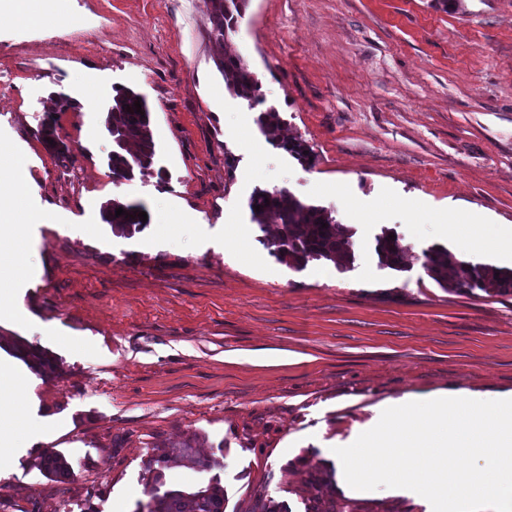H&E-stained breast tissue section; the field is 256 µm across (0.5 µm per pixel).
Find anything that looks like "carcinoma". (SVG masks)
I'll return each mask as SVG.
<instances>
[{
    "label": "carcinoma",
    "instance_id": "1",
    "mask_svg": "<svg viewBox=\"0 0 512 512\" xmlns=\"http://www.w3.org/2000/svg\"><path fill=\"white\" fill-rule=\"evenodd\" d=\"M248 0H209L208 20L211 28L208 38L216 43L236 31L238 19L244 16ZM216 69L224 78V87L234 97L247 103L251 109L259 108V129L275 146L283 149L304 164H312L313 151L299 136L281 137L282 120L278 110L264 105L260 84L243 58L237 54H220L214 57ZM140 102L141 112H136L135 102ZM150 109L146 99L138 92L126 88L116 91L112 104L104 117V126L112 136L114 147L109 156L113 178L130 181L135 175L146 176L154 164L155 143L150 127ZM38 137L46 148L61 161L72 160L71 150L61 140L55 123L45 121L38 129ZM53 143H48V140ZM260 210H255V206ZM126 214L115 216L116 209ZM251 220L259 227L274 220L280 224L277 237L266 240L267 247L280 262L300 268L311 260H325L341 269H348L355 262L352 241L354 232L339 222L332 211L319 205L308 204L287 189L258 188L249 199ZM144 210L140 204L112 199L101 207L104 223L115 235H129L146 223L138 219ZM328 227H322V224ZM391 232L384 230L375 237L374 252L381 266L404 271L409 267L408 248L400 238L390 239ZM421 267L440 287L454 293L471 294L476 290L489 296L512 294V270L489 264L460 261L442 246H432L422 252ZM12 353L34 372L54 375L59 370L58 361L48 352L30 346L20 339L9 341ZM171 451L155 459L167 463L173 457L186 458L202 470L210 469L215 461L195 456L191 441L170 445ZM47 477L63 481L71 470L64 455L55 450H45L37 464ZM151 512H224L225 494L220 481L215 480L193 492L180 490H150ZM306 512H350L349 506L317 492L308 498Z\"/></svg>",
    "mask_w": 512,
    "mask_h": 512
}]
</instances>
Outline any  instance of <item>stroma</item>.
Segmentation results:
<instances>
[{
    "mask_svg": "<svg viewBox=\"0 0 512 512\" xmlns=\"http://www.w3.org/2000/svg\"><path fill=\"white\" fill-rule=\"evenodd\" d=\"M209 27L206 0L0 12V140L24 156L29 200L0 230V336L60 364L32 376L0 348L29 376L21 410L39 427L0 465V512H137L153 483L191 492L214 477L225 512H251L258 493L305 512L314 474L356 512H432L410 490L348 496L330 458L391 403L512 394V296L446 291L419 261L439 245L512 268L511 246H460L469 229L512 225V0H249L230 42L311 166L227 92ZM77 80L92 101L59 108ZM123 87L146 98L156 144L153 175L128 182L112 177L104 127ZM47 119L73 161L37 139ZM275 187L353 230L351 270L269 253L248 200ZM111 199L159 221L115 236L100 215ZM385 228L408 270L380 266ZM187 438L214 467L160 468ZM48 448L66 481L39 471ZM257 112H261L258 121L259 129L271 143L283 149L301 163L313 164L315 155L305 140L299 136L288 139L281 137L282 120L274 106H265ZM304 151H308V154H304ZM310 158H313V161H310Z\"/></svg>",
    "mask_w": 512,
    "mask_h": 512,
    "instance_id": "stroma-1",
    "label": "stroma"
}]
</instances>
